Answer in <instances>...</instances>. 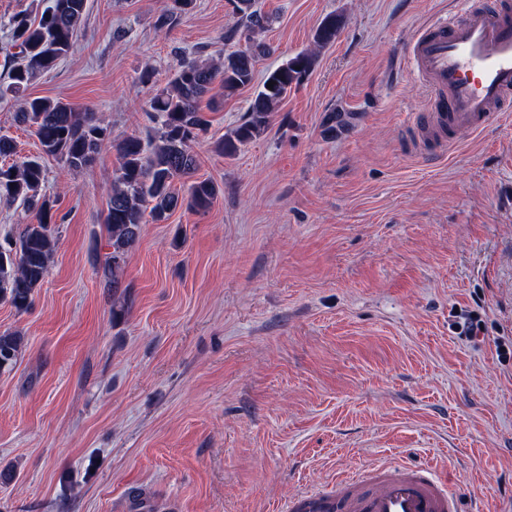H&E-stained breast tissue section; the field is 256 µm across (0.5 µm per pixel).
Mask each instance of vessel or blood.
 <instances>
[{"mask_svg": "<svg viewBox=\"0 0 512 512\" xmlns=\"http://www.w3.org/2000/svg\"><path fill=\"white\" fill-rule=\"evenodd\" d=\"M407 56L431 92L433 128L479 132L512 110V11L497 0L421 29ZM285 512H460L435 465L386 463L291 498Z\"/></svg>", "mask_w": 512, "mask_h": 512, "instance_id": "obj_1", "label": "vessel or blood"}]
</instances>
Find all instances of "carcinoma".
I'll return each instance as SVG.
<instances>
[{"instance_id": "obj_1", "label": "carcinoma", "mask_w": 512, "mask_h": 512, "mask_svg": "<svg viewBox=\"0 0 512 512\" xmlns=\"http://www.w3.org/2000/svg\"><path fill=\"white\" fill-rule=\"evenodd\" d=\"M195 0H175V10L161 15L156 29L168 31L189 12ZM248 42L246 49L220 53L217 63L184 60L174 69L165 86L150 100V117L156 133L146 139L128 135L119 139L95 113L77 111L70 103L41 97L26 98L16 113L18 123L34 134L46 156L60 160L78 172L90 166L105 149L115 151L119 166L112 181L105 224L108 238L101 267L104 287L112 291V320H120L128 308L127 287L122 272L128 250L147 221L162 222L177 208L185 206L206 212L218 190L209 180L193 181L198 159L194 145L210 125L209 113L219 102L208 97L214 85L230 96L253 85L258 59L270 52L258 38L272 18L254 9L255 0H231ZM87 0H49L40 15L23 10L8 21L10 51L8 81L0 84V102L24 95L32 79L52 70L72 51L84 22ZM344 27L336 14L326 15L313 35L315 48L333 45ZM316 57L302 51L266 72L249 101L243 121L224 134L217 146L225 157L234 156L241 146L263 133L271 124L276 108L291 90L311 73ZM273 88H267L268 83ZM15 155L12 137L0 133V202H21L38 215V223L26 224L17 238L0 244V301L18 310L31 305L35 289L49 273L56 248L52 223L56 200L43 193L44 167L37 159L9 162ZM24 341L16 333H0V371L12 368L20 359Z\"/></svg>"}]
</instances>
